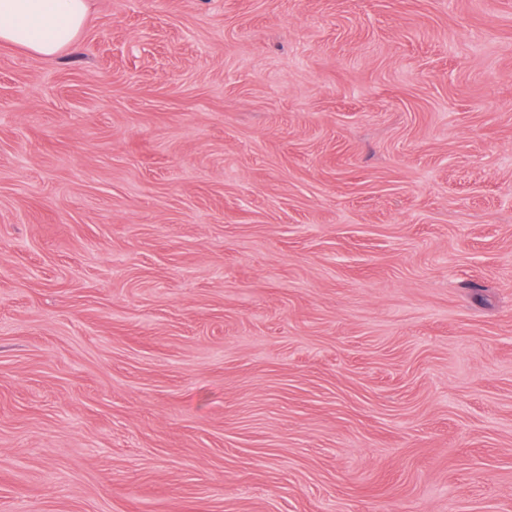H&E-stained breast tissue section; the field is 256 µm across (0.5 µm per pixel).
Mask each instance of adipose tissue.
<instances>
[{
    "label": "adipose tissue",
    "mask_w": 512,
    "mask_h": 512,
    "mask_svg": "<svg viewBox=\"0 0 512 512\" xmlns=\"http://www.w3.org/2000/svg\"><path fill=\"white\" fill-rule=\"evenodd\" d=\"M86 0H0V43L53 57L84 28Z\"/></svg>",
    "instance_id": "obj_1"
}]
</instances>
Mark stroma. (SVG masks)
I'll return each mask as SVG.
<instances>
[{
	"label": "stroma",
	"instance_id": "1",
	"mask_svg": "<svg viewBox=\"0 0 512 512\" xmlns=\"http://www.w3.org/2000/svg\"><path fill=\"white\" fill-rule=\"evenodd\" d=\"M0 512H512V0L0 44Z\"/></svg>",
	"mask_w": 512,
	"mask_h": 512
}]
</instances>
